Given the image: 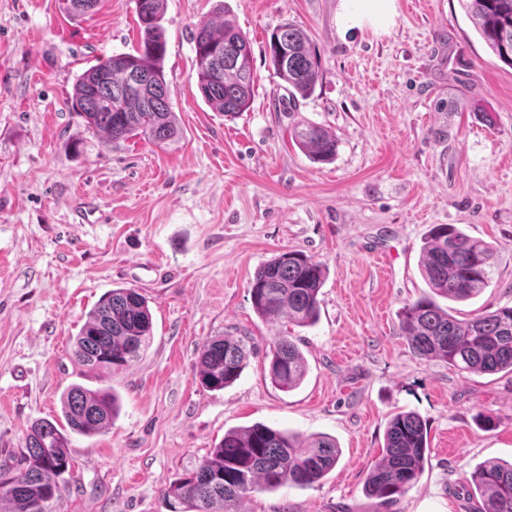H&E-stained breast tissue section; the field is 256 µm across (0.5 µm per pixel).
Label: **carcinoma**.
Wrapping results in <instances>:
<instances>
[{
    "mask_svg": "<svg viewBox=\"0 0 512 512\" xmlns=\"http://www.w3.org/2000/svg\"><path fill=\"white\" fill-rule=\"evenodd\" d=\"M466 15L491 52L512 67V0H460ZM138 45L132 53L110 56L76 78L70 106L86 127L109 145L142 135L157 145L174 138L176 117L164 74L167 41L164 0H136ZM195 79L205 101L226 115L246 111L255 76L250 42L235 21H203L192 34ZM274 74L294 96H310L319 66L308 34L292 22L275 29L267 43ZM295 140L315 162L336 156L337 141L325 128L307 123ZM494 251L452 224L434 225L422 246L421 274L429 292L400 313L408 343L417 356L439 359L461 373H512V306L460 319L437 298L466 302L489 286ZM326 277L323 266L298 250L262 265L250 282L255 312L296 327L312 325ZM153 320L146 297L133 288H114L86 315L72 355L90 372L116 373L145 351ZM296 336H278L270 345L268 375L281 390L298 387L305 362ZM247 359L241 341L227 336L205 340L198 357L202 386L220 391L240 376ZM118 409L110 390L74 384L62 396L67 428L37 420L26 430L20 461L0 465V503L7 512H61L58 478L70 471V435L92 436L112 425ZM429 450L425 422L414 412H397L387 422L382 457L368 473L366 492L390 506L419 479ZM336 441L304 439L287 430L256 423L224 434L193 471L165 490L173 512H235L255 491L285 484L308 487L337 464ZM467 481L476 512H512V463L485 462ZM184 507L179 511L176 506Z\"/></svg>",
    "mask_w": 512,
    "mask_h": 512,
    "instance_id": "carcinoma-1",
    "label": "carcinoma"
}]
</instances>
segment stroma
<instances>
[{
    "instance_id": "obj_1",
    "label": "stroma",
    "mask_w": 512,
    "mask_h": 512,
    "mask_svg": "<svg viewBox=\"0 0 512 512\" xmlns=\"http://www.w3.org/2000/svg\"><path fill=\"white\" fill-rule=\"evenodd\" d=\"M344 0H166L164 73L175 138L103 145L72 112L77 75L138 43L136 0H0V464L26 429L62 421L74 384L110 388L109 429L74 435L62 512H171L165 488L232 429L262 423L335 439L334 469L306 488L257 491L239 512H474L467 479L512 462V374H461L409 348L403 306L427 293L432 225L495 249L491 282L463 314L512 305V68L489 50L459 0H393L386 25L345 28ZM227 10L252 49V103L227 116L199 92L192 34ZM317 52L319 81L290 99L265 60L284 21ZM333 133L332 162L293 138ZM299 250L327 272L308 327L260 318L249 284ZM117 287L148 302L153 335L126 370L89 372L71 354L84 315ZM301 340L306 376L284 392L265 352ZM246 342L240 378L203 388L213 336ZM417 413L430 451L418 482L380 506L365 480L390 415ZM492 417L493 428L483 420Z\"/></svg>"
}]
</instances>
